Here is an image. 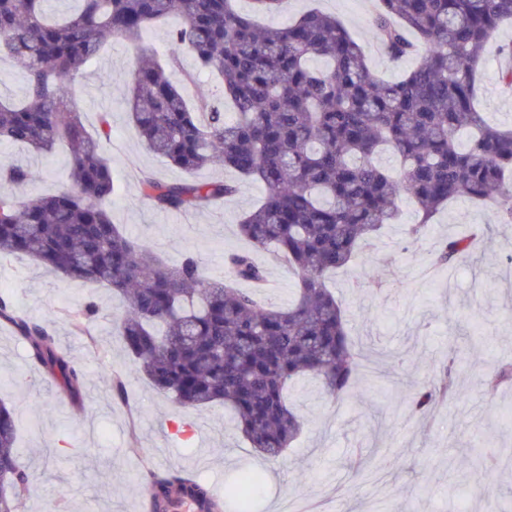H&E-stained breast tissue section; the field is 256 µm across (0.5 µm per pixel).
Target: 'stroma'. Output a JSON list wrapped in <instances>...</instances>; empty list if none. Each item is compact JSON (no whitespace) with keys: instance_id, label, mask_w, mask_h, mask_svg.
<instances>
[{"instance_id":"1","label":"stroma","mask_w":512,"mask_h":512,"mask_svg":"<svg viewBox=\"0 0 512 512\" xmlns=\"http://www.w3.org/2000/svg\"><path fill=\"white\" fill-rule=\"evenodd\" d=\"M336 17L362 45L371 72L392 81L415 67L417 57L390 60L371 25L375 0H284L261 23L285 25L309 9ZM512 42V23L487 45L478 108L503 126L512 125V91L491 74L498 48ZM137 53L111 43L83 73L78 93L83 122L96 130L108 119L102 143L117 184L109 204L112 221L168 263L194 255L212 278L224 274V259L252 249L238 222L264 194L258 183L239 182L218 166L186 173L148 153L122 102L136 68ZM69 154H46L0 144V164L17 163L32 173L21 187L0 183V195L49 194L67 184ZM163 182H238L231 197L193 212L160 211L144 198L143 174ZM402 200L395 223L384 225L364 260L337 270L328 282L348 314V332L368 358L352 393L341 400L321 394L317 383L294 391L292 401L305 418L299 439L270 466L230 423L223 405L184 408L136 374L112 334L111 316L124 302L105 287L69 280L21 256L0 259V293L18 312L45 321L58 344L81 365L89 382L82 406L33 365L26 342L0 321V400L18 414V446L28 469V489L19 512H143L140 484L159 471H185L224 492L242 470L261 477L250 512H389L391 506L420 504L426 512H512V467L478 486L474 464L481 451L512 454V386L494 391L482 374L512 362V224L494 208L459 199L441 209L422 240L406 246L405 229L416 223ZM483 228L479 248L452 271L426 282L433 251L448 237ZM255 253L266 269L267 302L284 306L296 277L266 251ZM101 314L87 334H75L69 316L87 300ZM455 353L462 361L461 400L427 417L408 412L405 375L424 377ZM120 376L129 403L116 400L113 376ZM374 453L372 471L353 478L348 462L359 450Z\"/></svg>"}]
</instances>
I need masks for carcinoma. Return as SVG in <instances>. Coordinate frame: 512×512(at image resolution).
Wrapping results in <instances>:
<instances>
[{"instance_id":"obj_1","label":"carcinoma","mask_w":512,"mask_h":512,"mask_svg":"<svg viewBox=\"0 0 512 512\" xmlns=\"http://www.w3.org/2000/svg\"><path fill=\"white\" fill-rule=\"evenodd\" d=\"M46 0H0V55L22 68V102L0 100V141L48 152L69 149L70 184L49 196H0V257L26 256L65 278L93 282L122 296L127 311L112 329L137 370L183 407L222 403L236 428L262 456L276 460L302 430L288 389L314 378L327 395L351 392L364 365L347 320L324 278L356 260L362 245L393 223L409 199L418 218L406 235L419 238L453 198L493 204L512 223V127L488 122L477 109L484 48L506 20L512 0H378L371 25L392 59L416 54L400 79L371 74L361 45L332 15L308 11L282 27L261 26L234 0H73L50 15ZM170 18L165 54L142 45L144 33ZM145 56L127 88L126 106L145 148L187 173L207 166L260 183L265 195L239 220L240 234L258 250L272 249L296 276L295 298L276 308L238 288L266 280L246 252L228 257L224 280L207 278L187 255L164 263L113 224L107 202L115 185L99 132L83 123L77 78L109 41ZM199 68L224 82V99L202 97L190 107L173 80L183 50ZM494 73L512 87V44ZM320 57L325 66L310 60ZM401 163L394 175L377 162L381 150ZM0 178L17 186L29 169L9 165ZM146 196L162 210L189 211L235 195L224 181L144 180ZM479 234L447 238L432 265L453 266L472 253ZM99 305L87 302L71 318L87 332ZM0 320L25 339L29 358L59 381L76 404L84 370L63 351L49 326L16 311L0 295ZM409 409L461 398L458 359L418 382ZM15 409L0 401V512H18L29 483L15 443ZM497 457L477 459L476 473L492 475ZM146 512H168L173 493L193 498L199 512H224L198 476L150 477ZM260 485L250 470L225 489L239 512Z\"/></svg>"}]
</instances>
